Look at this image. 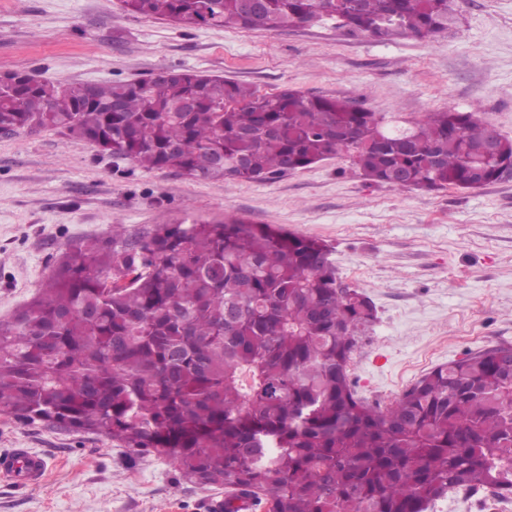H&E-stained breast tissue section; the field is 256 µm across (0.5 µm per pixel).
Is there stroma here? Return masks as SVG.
<instances>
[{
    "mask_svg": "<svg viewBox=\"0 0 512 512\" xmlns=\"http://www.w3.org/2000/svg\"><path fill=\"white\" fill-rule=\"evenodd\" d=\"M460 21L430 39L378 41L325 20L283 31L185 28L119 0H0V74L68 83L135 82L196 70L252 86L347 98L410 118L448 108L512 139V0H455ZM236 216L332 248L340 280L377 318L352 354L358 394L387 405L435 365L512 345V176L479 189L395 191L333 155L255 183L146 171L47 128L0 135V323L69 247L124 225ZM46 462L21 487L0 475V512H210L220 487L101 437L0 416V456Z\"/></svg>",
    "mask_w": 512,
    "mask_h": 512,
    "instance_id": "35a3bbf8",
    "label": "stroma"
}]
</instances>
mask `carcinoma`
Here are the masks:
<instances>
[{
	"label": "carcinoma",
	"instance_id": "1",
	"mask_svg": "<svg viewBox=\"0 0 512 512\" xmlns=\"http://www.w3.org/2000/svg\"><path fill=\"white\" fill-rule=\"evenodd\" d=\"M182 27L277 31L324 19L377 40L432 38L454 0H122ZM44 127L146 170L262 182L347 154L375 184L494 182L473 112L387 118L341 98L262 94L196 71L131 83H0V132ZM376 319L328 245L240 218L157 224L64 252L0 324V415L102 436L269 512H434L448 491L512 488V365L500 346L439 365L381 408L350 363Z\"/></svg>",
	"mask_w": 512,
	"mask_h": 512
}]
</instances>
